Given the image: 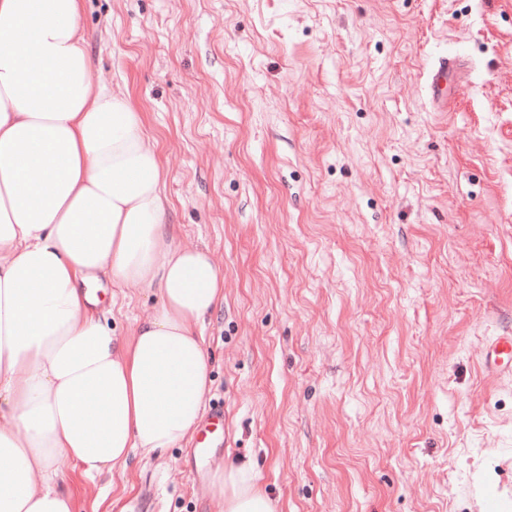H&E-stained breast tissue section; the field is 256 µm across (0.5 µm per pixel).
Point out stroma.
Masks as SVG:
<instances>
[{"instance_id":"stroma-1","label":"stroma","mask_w":512,"mask_h":512,"mask_svg":"<svg viewBox=\"0 0 512 512\" xmlns=\"http://www.w3.org/2000/svg\"><path fill=\"white\" fill-rule=\"evenodd\" d=\"M81 25L224 273L228 441L134 455L80 512H218L229 462L278 512H512V376L482 356L512 332V0H82ZM96 294L116 336L157 303ZM461 76L456 59L442 55L429 75L427 91L437 105H448V80L454 82Z\"/></svg>"}]
</instances>
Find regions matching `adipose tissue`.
Returning <instances> with one entry per match:
<instances>
[{
	"instance_id": "ef3b65f1",
	"label": "adipose tissue",
	"mask_w": 512,
	"mask_h": 512,
	"mask_svg": "<svg viewBox=\"0 0 512 512\" xmlns=\"http://www.w3.org/2000/svg\"><path fill=\"white\" fill-rule=\"evenodd\" d=\"M81 8L0 0V512H76L67 472L181 447L211 384L224 274L178 243L158 143L96 81ZM103 278L158 297L131 335L97 310ZM212 488L220 512H278L249 465Z\"/></svg>"
}]
</instances>
